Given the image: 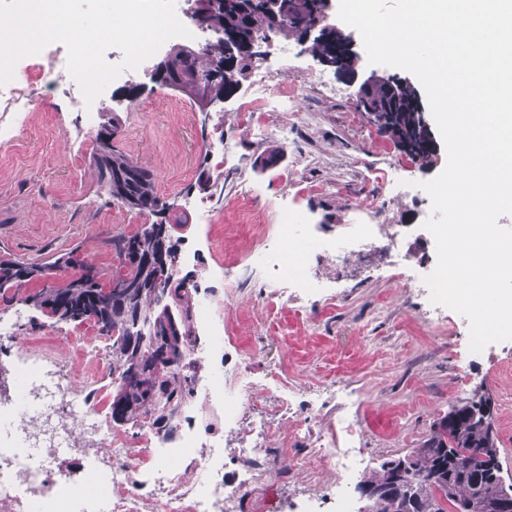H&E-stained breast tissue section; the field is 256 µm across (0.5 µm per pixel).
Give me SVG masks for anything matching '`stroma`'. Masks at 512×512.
Returning <instances> with one entry per match:
<instances>
[{
	"label": "stroma",
	"instance_id": "35a3bbf8",
	"mask_svg": "<svg viewBox=\"0 0 512 512\" xmlns=\"http://www.w3.org/2000/svg\"><path fill=\"white\" fill-rule=\"evenodd\" d=\"M262 67L272 85L305 87L293 111L264 115L269 126L292 127L296 144L269 169L257 162L267 142L251 138L239 115L249 78H242L236 95L207 119L189 99L147 73L138 80L136 98H128L120 84L110 91L108 108L121 118L116 145L154 173L160 197L188 218L183 234L202 251L191 268L195 279L211 278L217 265L236 271L255 225L273 223V211L283 201L306 213L320 239L339 237L345 225L366 216L381 224L423 222L424 203L389 198L376 172L396 161L402 180L427 181L444 169L446 149L438 147L427 162L412 159L369 120L353 85L370 74L367 60H360L354 75H344L303 52L296 37L276 35L267 43ZM318 74L336 83L339 97L326 99L306 87L307 78ZM96 132L70 103L48 94L32 104L23 137L0 141L1 247L41 262L77 245L109 271L116 261L102 244L105 237L159 223V216L129 209L100 189L90 164ZM223 140L233 143L235 158L220 167L211 149ZM302 153L310 156L309 164L300 163ZM203 168L224 180V199L204 221L190 206L200 196L196 179ZM324 273L336 279V297L318 302L312 316L292 305L265 313L248 297L235 299L231 321L238 334L227 353L213 355L214 371L223 373L225 357L246 356L255 374L276 362L309 387L348 379L363 396L357 417L370 470L408 454L452 407L485 394L501 457L512 472V350L499 349L491 357L471 353L469 325L458 319L446 329L435 328L421 301L409 297L394 277L386 253L368 251L325 267ZM18 342L27 352L66 351L75 371L83 369L92 348L110 344L90 321L25 325Z\"/></svg>",
	"mask_w": 512,
	"mask_h": 512
}]
</instances>
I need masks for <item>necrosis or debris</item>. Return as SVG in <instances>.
<instances>
[{
    "mask_svg": "<svg viewBox=\"0 0 512 512\" xmlns=\"http://www.w3.org/2000/svg\"><path fill=\"white\" fill-rule=\"evenodd\" d=\"M253 83L256 95L240 104L250 133L259 141L272 134L287 141V128L269 132L263 112L273 104L292 106V95L269 86L259 68ZM47 89L84 101L60 43L22 58L13 80L0 85V110L11 115L0 125V140L24 134L29 102ZM304 223L301 209L281 207L276 223L263 225L251 241L245 256L266 282L252 295L258 308L298 305L322 295L328 282L318 270L322 263L431 237L419 224L370 223L311 244L301 237ZM436 263V257L404 252L395 276L426 299L430 290L423 277ZM188 289L197 330H209L211 347L231 343L233 331L225 327L224 315L235 298L249 293L248 280L229 279L221 296L198 281L189 282ZM19 322L16 316L0 319V358L18 370L15 392L0 397V512H66L67 501L84 496L80 476L87 471L103 476L94 490L102 512H271L272 483L298 474L308 477L311 489L294 501L291 512H365L354 496L358 473L350 463L363 452L357 423L342 419L333 432L321 425L328 410L358 406L359 395L348 383L311 390L275 364L264 377L253 376L244 360L218 377L210 370L209 355L192 350L185 364L196 385L170 432H156L147 423L118 428L99 413L96 380L108 366L106 356L92 357L82 378L68 370L63 353L18 354ZM233 433L239 439L228 458L222 447ZM68 454L76 455V467H62Z\"/></svg>",
    "mask_w": 512,
    "mask_h": 512,
    "instance_id": "1",
    "label": "necrosis or debris"
}]
</instances>
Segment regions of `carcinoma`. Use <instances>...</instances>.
<instances>
[{"instance_id": "1", "label": "carcinoma", "mask_w": 512, "mask_h": 512, "mask_svg": "<svg viewBox=\"0 0 512 512\" xmlns=\"http://www.w3.org/2000/svg\"><path fill=\"white\" fill-rule=\"evenodd\" d=\"M206 22V30L222 32L224 38L207 41L192 52L183 44L170 46V76L209 81L224 69V40L237 34L264 40L271 33L301 37L288 17L273 28L263 12L241 10L235 3L215 5ZM315 51L339 60L343 71H355L358 55L335 28L326 30ZM248 68L240 65L214 84V91L231 96ZM415 96L416 89L409 86L395 89L379 84L372 88L369 103L391 116L381 129L399 143L413 142L421 155L426 134L412 106ZM92 166L99 186L110 198L129 202L130 209L167 211L156 191L154 174L114 143L96 142ZM104 245L118 261L111 274L73 260L78 246L41 263L3 249L0 273L9 270L12 275L0 283V296L6 297L12 289L24 304L55 316L58 322L93 321L111 341L113 390L124 392L121 400L111 403L113 425L150 423L165 430L171 423L170 408L192 395V376L181 365L186 352L198 342L193 303L186 292L191 277H178L161 264L162 256L178 251L179 241L155 230L153 224L131 234L115 233ZM71 267L81 268L82 274L76 278L64 275ZM37 280L44 282L43 288L19 296L24 285ZM160 281L172 282L163 300L157 294ZM401 470L407 479L398 483L395 476ZM502 471L489 399L481 398L449 411L433 424L420 447L384 461L363 480L391 492L388 498L368 500V512H454L456 507L464 512H500L499 499L512 493V482H505Z\"/></svg>"}]
</instances>
